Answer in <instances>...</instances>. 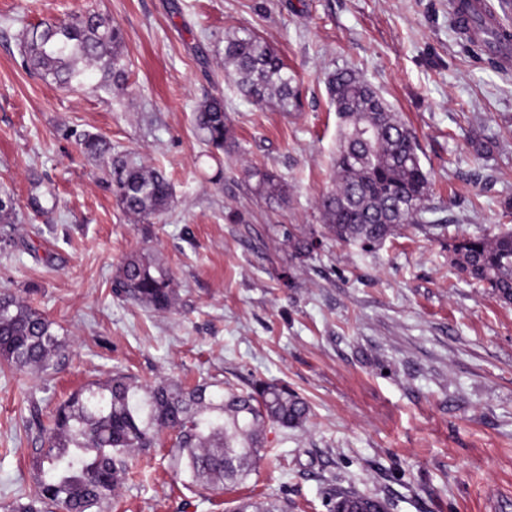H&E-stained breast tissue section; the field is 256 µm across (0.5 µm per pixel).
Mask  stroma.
<instances>
[{
  "label": "stroma",
  "instance_id": "stroma-1",
  "mask_svg": "<svg viewBox=\"0 0 512 512\" xmlns=\"http://www.w3.org/2000/svg\"><path fill=\"white\" fill-rule=\"evenodd\" d=\"M452 2L0 0V194L17 213L0 289L72 345L57 374L0 369V503L35 485L33 409L50 413L118 372L142 386L275 381L311 413L303 427L266 429L256 471L220 494L172 479L161 444L135 461L109 512H229L247 497L328 512L340 492L381 498L388 512H486L490 494L512 499V305L448 258L451 237L512 228V69L459 33ZM85 10L121 27L125 90L107 93L96 75L65 92L29 70L23 29ZM240 28L282 55L298 110L255 105L225 80L224 37ZM339 67L415 131L428 210L374 249L327 237L301 263L272 228L321 222L337 144L325 75ZM209 97L223 99L235 137L215 157L194 130ZM76 130L163 168L170 208L136 223ZM255 166L286 184L285 202L254 194ZM145 248L173 272L171 310L114 293L117 266Z\"/></svg>",
  "mask_w": 512,
  "mask_h": 512
}]
</instances>
